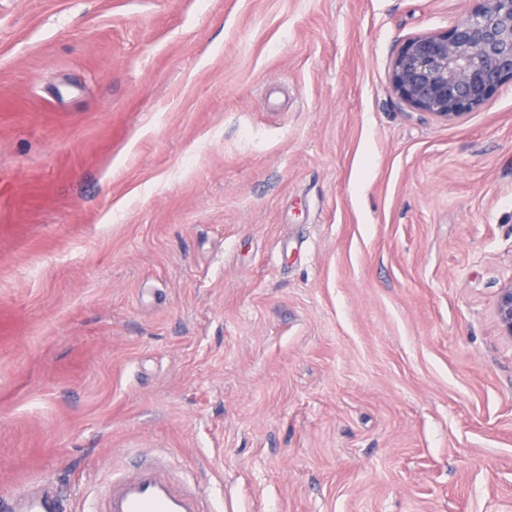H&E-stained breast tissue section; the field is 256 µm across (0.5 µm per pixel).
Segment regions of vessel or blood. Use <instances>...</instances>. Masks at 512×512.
<instances>
[{"instance_id":"1","label":"vessel or blood","mask_w":512,"mask_h":512,"mask_svg":"<svg viewBox=\"0 0 512 512\" xmlns=\"http://www.w3.org/2000/svg\"><path fill=\"white\" fill-rule=\"evenodd\" d=\"M70 498L50 484L0 498V512H69ZM93 512H207L206 502L172 472L163 457L134 465L113 477Z\"/></svg>"}]
</instances>
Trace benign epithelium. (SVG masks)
Segmentation results:
<instances>
[{
	"instance_id": "7a95c632",
	"label": "benign epithelium",
	"mask_w": 512,
	"mask_h": 512,
	"mask_svg": "<svg viewBox=\"0 0 512 512\" xmlns=\"http://www.w3.org/2000/svg\"><path fill=\"white\" fill-rule=\"evenodd\" d=\"M452 29L407 40L391 70L395 93L411 108L447 121L484 108L512 81V0H479ZM496 317L512 339V281L500 289Z\"/></svg>"
}]
</instances>
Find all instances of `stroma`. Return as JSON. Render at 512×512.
I'll return each instance as SVG.
<instances>
[{
    "label": "stroma",
    "instance_id": "obj_1",
    "mask_svg": "<svg viewBox=\"0 0 512 512\" xmlns=\"http://www.w3.org/2000/svg\"><path fill=\"white\" fill-rule=\"evenodd\" d=\"M476 6L0 0V496L512 512V82L391 85ZM496 317L503 335L512 339V281L499 291ZM91 511L207 512L206 502L172 472L163 457L134 465L113 476Z\"/></svg>",
    "mask_w": 512,
    "mask_h": 512
}]
</instances>
